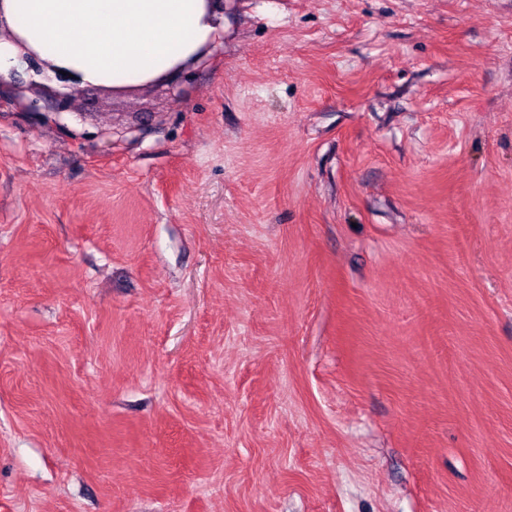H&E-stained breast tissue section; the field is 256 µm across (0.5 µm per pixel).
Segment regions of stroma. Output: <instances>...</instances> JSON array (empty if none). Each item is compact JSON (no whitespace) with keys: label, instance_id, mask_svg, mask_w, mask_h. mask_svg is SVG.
Listing matches in <instances>:
<instances>
[{"label":"stroma","instance_id":"35a3bbf8","mask_svg":"<svg viewBox=\"0 0 512 512\" xmlns=\"http://www.w3.org/2000/svg\"><path fill=\"white\" fill-rule=\"evenodd\" d=\"M0 512H512V0L0 101Z\"/></svg>","mask_w":512,"mask_h":512}]
</instances>
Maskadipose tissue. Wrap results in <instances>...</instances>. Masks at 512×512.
<instances>
[{"label": "adipose tissue", "instance_id": "ef3b65f1", "mask_svg": "<svg viewBox=\"0 0 512 512\" xmlns=\"http://www.w3.org/2000/svg\"><path fill=\"white\" fill-rule=\"evenodd\" d=\"M224 29L211 0H0V75L32 49L46 75L127 92L193 65Z\"/></svg>", "mask_w": 512, "mask_h": 512}]
</instances>
